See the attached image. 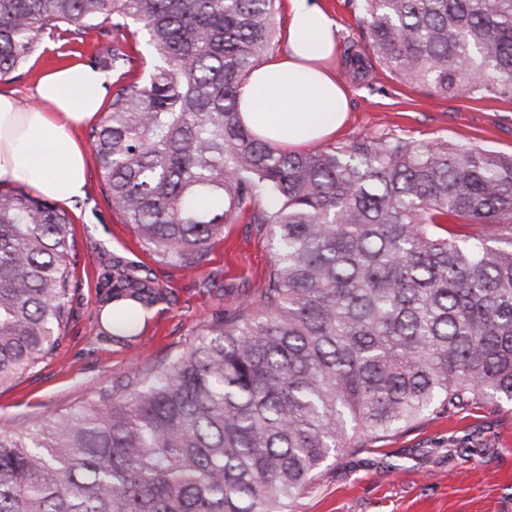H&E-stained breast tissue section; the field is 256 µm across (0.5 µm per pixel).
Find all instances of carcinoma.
Instances as JSON below:
<instances>
[{
    "mask_svg": "<svg viewBox=\"0 0 512 512\" xmlns=\"http://www.w3.org/2000/svg\"><path fill=\"white\" fill-rule=\"evenodd\" d=\"M398 79L512 97V0H363ZM277 0H0V80L44 37L138 23L159 62L103 44L117 75L89 132L107 201L156 258L192 268L245 218L268 226L267 287L170 360L97 401L0 430V512H290L327 460L428 417L512 401V155L375 137L307 152L238 112ZM495 224L506 235L467 232ZM72 219L0 190V386L66 327ZM101 303L147 314L132 265ZM136 325L100 318L99 335Z\"/></svg>",
    "mask_w": 512,
    "mask_h": 512,
    "instance_id": "carcinoma-1",
    "label": "carcinoma"
}]
</instances>
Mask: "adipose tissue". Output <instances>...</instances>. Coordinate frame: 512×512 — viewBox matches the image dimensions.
Listing matches in <instances>:
<instances>
[{"instance_id": "obj_1", "label": "adipose tissue", "mask_w": 512, "mask_h": 512, "mask_svg": "<svg viewBox=\"0 0 512 512\" xmlns=\"http://www.w3.org/2000/svg\"><path fill=\"white\" fill-rule=\"evenodd\" d=\"M336 23L317 0H289L285 47L254 69L238 109L259 137L301 148L334 135L348 115L345 89L329 70ZM107 73L70 64L42 76L41 105L22 112L0 92V185L20 184L67 205L86 193L87 153L72 131L99 113Z\"/></svg>"}]
</instances>
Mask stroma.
I'll return each mask as SVG.
<instances>
[{
    "mask_svg": "<svg viewBox=\"0 0 512 512\" xmlns=\"http://www.w3.org/2000/svg\"><path fill=\"white\" fill-rule=\"evenodd\" d=\"M334 19L337 79L350 93L344 126L328 146L368 137L414 144L448 141L512 154V99L461 92L444 96L398 80L376 58L361 0H321ZM93 29L69 42L42 39L38 51L0 91L22 107L49 69L93 60ZM361 64H354L353 55ZM75 250L70 317L57 349L0 387V428L24 431L32 420L96 401L140 366L174 357L215 322L237 315L243 296H258L272 263L268 227L239 221L224 227L195 269L158 261L109 208L97 162L84 198L69 206ZM150 270L161 294L139 334L123 344L101 338V272L114 262ZM293 512H512V403H481L421 420L385 440L329 460Z\"/></svg>",
    "mask_w": 512,
    "mask_h": 512,
    "instance_id": "35a3bbf8",
    "label": "stroma"
}]
</instances>
